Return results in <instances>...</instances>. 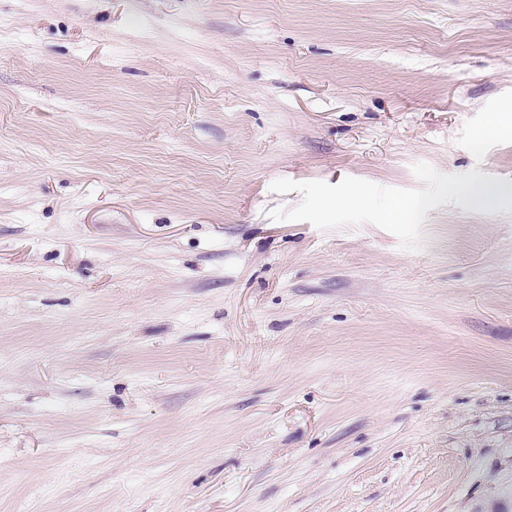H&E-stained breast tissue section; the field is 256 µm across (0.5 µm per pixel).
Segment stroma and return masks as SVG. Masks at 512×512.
<instances>
[{
  "label": "stroma",
  "mask_w": 512,
  "mask_h": 512,
  "mask_svg": "<svg viewBox=\"0 0 512 512\" xmlns=\"http://www.w3.org/2000/svg\"><path fill=\"white\" fill-rule=\"evenodd\" d=\"M509 90L512 0H0V512H512V210L268 216L512 196Z\"/></svg>",
  "instance_id": "1"
}]
</instances>
